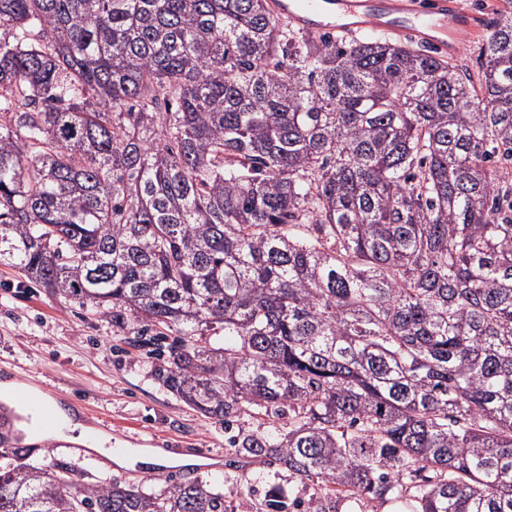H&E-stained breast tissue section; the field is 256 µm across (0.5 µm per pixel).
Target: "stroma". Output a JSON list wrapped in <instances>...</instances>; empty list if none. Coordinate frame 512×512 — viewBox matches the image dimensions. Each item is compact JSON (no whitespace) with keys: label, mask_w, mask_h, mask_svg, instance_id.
<instances>
[{"label":"stroma","mask_w":512,"mask_h":512,"mask_svg":"<svg viewBox=\"0 0 512 512\" xmlns=\"http://www.w3.org/2000/svg\"><path fill=\"white\" fill-rule=\"evenodd\" d=\"M134 333L113 326L110 316L76 302L65 303L0 265V391L9 392L16 411L37 412L50 399L74 424L69 440L38 443L26 462L54 469L62 465L95 483L110 477L160 489L178 478L196 479L247 500L266 512L273 488L309 497L310 488L276 464L252 466L246 474L204 471L195 454L223 455V422L209 419L176 398L153 373L154 346L134 344ZM83 447L84 455L74 454ZM162 448L183 457L180 472L152 473L106 466L98 448Z\"/></svg>","instance_id":"stroma-1"}]
</instances>
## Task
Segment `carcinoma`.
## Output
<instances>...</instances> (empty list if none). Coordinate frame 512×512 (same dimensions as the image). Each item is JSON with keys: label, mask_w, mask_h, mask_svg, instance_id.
Returning <instances> with one entry per match:
<instances>
[{"label": "carcinoma", "mask_w": 512, "mask_h": 512, "mask_svg": "<svg viewBox=\"0 0 512 512\" xmlns=\"http://www.w3.org/2000/svg\"><path fill=\"white\" fill-rule=\"evenodd\" d=\"M473 76L269 0H0V264L112 313L272 512H512V0ZM258 421L248 430L238 422ZM0 512H247L8 446Z\"/></svg>", "instance_id": "cac0c4a2"}]
</instances>
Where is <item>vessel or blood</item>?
Returning <instances> with one entry per match:
<instances>
[{
    "label": "vessel or blood",
    "instance_id": "1",
    "mask_svg": "<svg viewBox=\"0 0 512 512\" xmlns=\"http://www.w3.org/2000/svg\"><path fill=\"white\" fill-rule=\"evenodd\" d=\"M275 8L305 31L413 36L444 52L476 28L455 0H277Z\"/></svg>",
    "mask_w": 512,
    "mask_h": 512
}]
</instances>
